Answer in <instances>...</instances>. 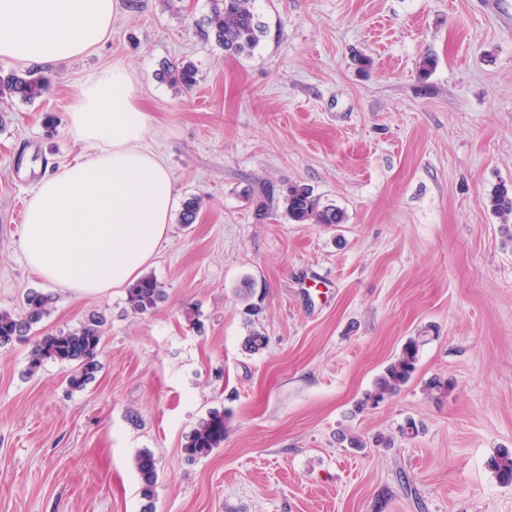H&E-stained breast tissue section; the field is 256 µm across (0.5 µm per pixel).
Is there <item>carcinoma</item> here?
Segmentation results:
<instances>
[{"label": "carcinoma", "mask_w": 512, "mask_h": 512, "mask_svg": "<svg viewBox=\"0 0 512 512\" xmlns=\"http://www.w3.org/2000/svg\"><path fill=\"white\" fill-rule=\"evenodd\" d=\"M210 14L204 20L207 37L229 54L252 51L266 33V26L255 14L252 0H210ZM198 70L191 62L174 66L163 72V78L179 88L190 89L197 83ZM46 80L32 71L0 73V99H19L32 103L47 91ZM289 220L295 224H343L344 212L332 204H324L304 184L290 185L283 197ZM489 209L508 219L512 216V185L501 184L487 196ZM202 198L192 196L182 203L179 223L186 226L196 222ZM165 291L152 275L145 274L127 288V305L135 314L154 310L163 301ZM54 302L50 292L32 289L24 299L21 312L0 309V347L12 344L27 336L31 328L49 314ZM106 319L92 312L76 328L47 334L35 341L29 356L28 371H38L51 361L69 367L67 383L72 391L82 390L93 381L100 370L98 360ZM424 342L422 336L409 338L396 355L377 376L373 389L366 392L358 409L376 406L385 398L397 394L416 372L418 353ZM227 432V414L213 409L202 418L186 436L183 453L187 460L196 461L224 447ZM134 466L140 478L141 495L154 499L158 472L154 454L149 450L139 452ZM490 469L502 484H512V452L504 448L489 461Z\"/></svg>", "instance_id": "carcinoma-1"}]
</instances>
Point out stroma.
Wrapping results in <instances>:
<instances>
[{"label": "stroma", "mask_w": 512, "mask_h": 512, "mask_svg": "<svg viewBox=\"0 0 512 512\" xmlns=\"http://www.w3.org/2000/svg\"><path fill=\"white\" fill-rule=\"evenodd\" d=\"M178 5L121 0L96 52L37 65L48 94L0 101V309L50 289L14 213L84 155L65 113L89 72L128 66L178 200L204 199L147 268L166 293L156 309L131 312L123 288L50 289L49 314L0 348V512H512L487 466L512 448V220L487 206L512 182V0H254L268 33L236 56L205 35L210 0ZM181 62L198 70L189 92L160 77ZM291 184L345 223H292ZM92 311L106 318L95 380L73 391L66 366L29 373L36 340ZM254 328L268 343L250 353ZM420 331L413 379L357 410ZM435 378L448 394L427 393ZM215 408L223 448L187 461L186 435ZM134 466L140 478L141 495L151 502L154 499L158 482L154 454L149 450L139 452L134 458Z\"/></svg>", "instance_id": "1"}]
</instances>
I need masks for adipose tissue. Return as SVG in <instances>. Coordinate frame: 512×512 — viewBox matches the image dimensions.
<instances>
[{
    "instance_id": "1",
    "label": "adipose tissue",
    "mask_w": 512,
    "mask_h": 512,
    "mask_svg": "<svg viewBox=\"0 0 512 512\" xmlns=\"http://www.w3.org/2000/svg\"><path fill=\"white\" fill-rule=\"evenodd\" d=\"M120 0H0V60L68 61L110 36ZM66 125L88 153L44 176L26 202L21 244L43 280L77 294L134 283L165 239L177 200L147 143L149 117L121 63L75 86Z\"/></svg>"
}]
</instances>
